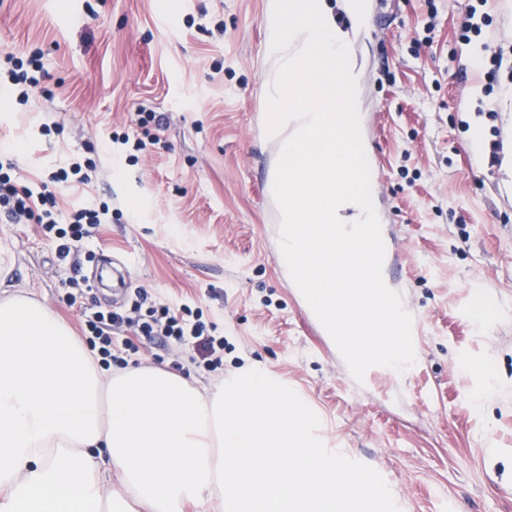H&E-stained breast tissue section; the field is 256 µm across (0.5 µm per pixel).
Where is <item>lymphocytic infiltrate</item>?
Returning <instances> with one entry per match:
<instances>
[{
    "label": "lymphocytic infiltrate",
    "instance_id": "1",
    "mask_svg": "<svg viewBox=\"0 0 512 512\" xmlns=\"http://www.w3.org/2000/svg\"><path fill=\"white\" fill-rule=\"evenodd\" d=\"M40 51H31L21 58L7 52L0 56L5 79L0 88L28 101L29 91L38 84L41 71ZM97 177L95 161H74L49 174L37 184H23L13 174V167L0 163V215L11 221L36 225L45 236L56 239L60 258H68L72 249L96 237L101 224L110 213L108 204L80 206L61 214L56 189L90 185ZM71 290L63 301L68 307H80L76 291L83 282L70 278ZM84 338L91 349L97 350L103 365L115 358L113 336L125 333L122 344L126 350L138 351L139 341L161 339L179 347L189 348V359L195 366L220 375L224 372V339L214 333V324L206 323L200 310L187 305H172L158 300L150 303L136 301L130 308L94 310L80 307Z\"/></svg>",
    "mask_w": 512,
    "mask_h": 512
}]
</instances>
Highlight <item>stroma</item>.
Returning <instances> with one entry per match:
<instances>
[{
  "mask_svg": "<svg viewBox=\"0 0 512 512\" xmlns=\"http://www.w3.org/2000/svg\"><path fill=\"white\" fill-rule=\"evenodd\" d=\"M475 2L363 0L372 22L348 31L379 217L401 249L390 285L422 319L415 366L356 385L280 260L269 0H0V52L40 50L46 71L26 104L0 92V157L25 183L93 159L95 183L59 204L112 209L65 261L35 225L0 219V301L28 294L79 332L62 301L72 263L127 257L130 291L201 309L227 341L225 376L257 365L286 382L342 466L385 489L347 512H512V153L490 164L470 135L477 119L512 139V99L484 94L472 52L512 45V0H488L469 44ZM140 110L162 128L132 160L108 138ZM138 362L220 384L170 345Z\"/></svg>",
  "mask_w": 512,
  "mask_h": 512,
  "instance_id": "obj_1",
  "label": "stroma"
}]
</instances>
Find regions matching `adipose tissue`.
I'll return each mask as SVG.
<instances>
[{"label": "adipose tissue", "mask_w": 512, "mask_h": 512, "mask_svg": "<svg viewBox=\"0 0 512 512\" xmlns=\"http://www.w3.org/2000/svg\"><path fill=\"white\" fill-rule=\"evenodd\" d=\"M310 425L260 369L212 392L160 367L112 375L34 298L0 302V512H334L342 491L384 497Z\"/></svg>", "instance_id": "ef3b65f1"}]
</instances>
